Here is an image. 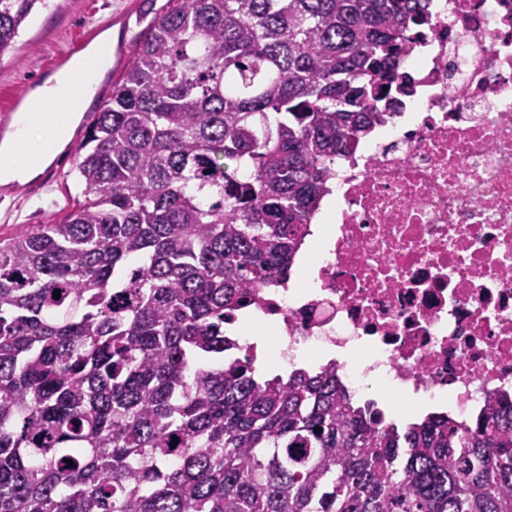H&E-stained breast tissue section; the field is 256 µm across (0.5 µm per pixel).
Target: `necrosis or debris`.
Here are the masks:
<instances>
[{"instance_id":"4bbe7bcc","label":"necrosis or debris","mask_w":512,"mask_h":512,"mask_svg":"<svg viewBox=\"0 0 512 512\" xmlns=\"http://www.w3.org/2000/svg\"><path fill=\"white\" fill-rule=\"evenodd\" d=\"M392 116L337 158L332 230L312 279L260 289L233 333L262 329L284 371L333 367L353 396L467 422L512 396V0H431Z\"/></svg>"}]
</instances>
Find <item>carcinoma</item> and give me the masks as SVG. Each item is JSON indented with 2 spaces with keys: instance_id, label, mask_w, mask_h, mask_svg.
<instances>
[{
  "instance_id": "carcinoma-1",
  "label": "carcinoma",
  "mask_w": 512,
  "mask_h": 512,
  "mask_svg": "<svg viewBox=\"0 0 512 512\" xmlns=\"http://www.w3.org/2000/svg\"><path fill=\"white\" fill-rule=\"evenodd\" d=\"M38 2L0 0V56ZM429 2L155 10L81 141L84 201L0 238V512H512L511 397L399 430L333 367L224 360Z\"/></svg>"
}]
</instances>
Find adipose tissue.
<instances>
[{
    "instance_id": "ef3b65f1",
    "label": "adipose tissue",
    "mask_w": 512,
    "mask_h": 512,
    "mask_svg": "<svg viewBox=\"0 0 512 512\" xmlns=\"http://www.w3.org/2000/svg\"><path fill=\"white\" fill-rule=\"evenodd\" d=\"M108 55L94 46L74 58L28 96L26 106L0 141V185L24 182L44 172L69 143L71 131L105 73Z\"/></svg>"
}]
</instances>
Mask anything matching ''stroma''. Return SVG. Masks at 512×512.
<instances>
[{
    "mask_svg": "<svg viewBox=\"0 0 512 512\" xmlns=\"http://www.w3.org/2000/svg\"><path fill=\"white\" fill-rule=\"evenodd\" d=\"M151 19L143 0H48L23 24L11 51L0 56V124L7 121V100L24 96L55 71L56 54L91 26L111 32L104 50L110 66L96 79L86 112L98 111ZM83 126H75L68 145L39 176L0 186V237L8 238L39 224L61 220L83 201L84 187L76 175L77 146Z\"/></svg>",
    "mask_w": 512,
    "mask_h": 512,
    "instance_id": "obj_1",
    "label": "stroma"
}]
</instances>
